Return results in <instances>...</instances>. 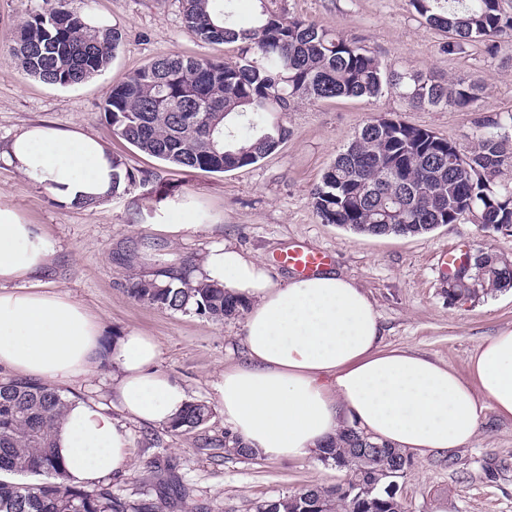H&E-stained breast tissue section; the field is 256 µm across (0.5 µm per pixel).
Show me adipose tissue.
<instances>
[{
    "mask_svg": "<svg viewBox=\"0 0 512 512\" xmlns=\"http://www.w3.org/2000/svg\"><path fill=\"white\" fill-rule=\"evenodd\" d=\"M0 160L60 202L112 195V155L100 139L45 124L24 127ZM55 249L37 225L0 200V367L32 379L89 380L108 360L116 408L69 400L54 428L56 452L76 481L93 487L120 475L130 455L123 424L162 426L190 398L156 366L153 337L130 330L100 342L98 319L82 304L36 282ZM196 278L245 299L243 360L213 384L243 446L270 460L317 454L345 424L408 455L467 444L486 407L512 419V328L473 349L467 375L412 348L383 343L370 297L354 280L324 268L279 285L266 265L229 243L213 244Z\"/></svg>",
    "mask_w": 512,
    "mask_h": 512,
    "instance_id": "obj_1",
    "label": "adipose tissue"
}]
</instances>
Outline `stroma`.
<instances>
[{
	"label": "stroma",
	"instance_id": "stroma-1",
	"mask_svg": "<svg viewBox=\"0 0 512 512\" xmlns=\"http://www.w3.org/2000/svg\"><path fill=\"white\" fill-rule=\"evenodd\" d=\"M276 6L359 42L385 69L477 82L480 97L465 108H414L387 87L376 98L298 102L283 116L287 140L258 163L224 173L183 172L115 135L104 119L105 102L113 85L156 58L232 60L237 45L187 34L181 0H70L80 14L107 18L122 40L103 71L61 87L26 75L11 52L13 34L41 0H0V145L24 125L44 121L97 136L133 175L108 201L78 209L0 163V194L56 250L44 282L96 315L104 342L131 328L154 336L158 368L210 409L205 424L183 435L126 421L131 460L111 478L112 491L134 506L153 504L155 512H256L279 495L334 486L344 473L315 455L278 462L227 452L229 428L213 383L241 359L244 317L213 321L143 304L128 294L129 278L199 264L211 245L225 241L284 283L293 271L279 258L300 244L328 252L331 269L363 288L390 346L415 348L463 374L478 342L512 328V288L452 305L441 267L452 250L483 249L512 260V234L486 233L464 220L415 237L360 235L322 223L310 198L370 121L399 119L470 149L482 117L512 110V35L450 52L445 35L426 28L409 0H276ZM177 197L194 204L196 225L174 236L160 230L156 205ZM398 485L405 512H512V420L486 409L472 440L412 458Z\"/></svg>",
	"mask_w": 512,
	"mask_h": 512
}]
</instances>
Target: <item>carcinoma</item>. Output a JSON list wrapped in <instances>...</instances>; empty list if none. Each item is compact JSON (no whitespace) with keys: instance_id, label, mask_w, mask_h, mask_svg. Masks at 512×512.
I'll use <instances>...</instances> for the list:
<instances>
[{"instance_id":"1","label":"carcinoma","mask_w":512,"mask_h":512,"mask_svg":"<svg viewBox=\"0 0 512 512\" xmlns=\"http://www.w3.org/2000/svg\"><path fill=\"white\" fill-rule=\"evenodd\" d=\"M257 2L248 27L236 23L234 0H183V24L207 43H239L237 60L220 62L160 57L112 87L104 107L116 135L139 151L182 171L223 173L253 165L288 138L281 114L303 100L375 98L387 84L404 89L413 107L467 106L479 87L448 84L415 73L386 74L364 46L314 21L285 16ZM426 27L448 34V50L461 51L476 38L512 31V15L500 0H409ZM114 29L90 28L66 0H44L19 30L12 48L22 70L45 83L72 86L101 72L119 46ZM474 147L461 149L434 132L400 120L362 126L311 190L312 206L325 224L371 236H418L471 205L481 230L512 225V188L502 178L512 170V113L478 123ZM112 194L131 175L112 157ZM129 282L138 301L215 321L238 317L248 304L225 288L177 278ZM512 288V262L479 252L472 267L448 282V303ZM66 400L46 382L0 380V470L41 477L34 485L0 481V512H128L112 485L91 490L68 483L55 452L53 428ZM207 405L192 401L171 422L175 434L204 424ZM352 427L319 454L349 475L348 483L306 488L260 506L259 512H404L392 490L410 461L379 446Z\"/></svg>"}]
</instances>
